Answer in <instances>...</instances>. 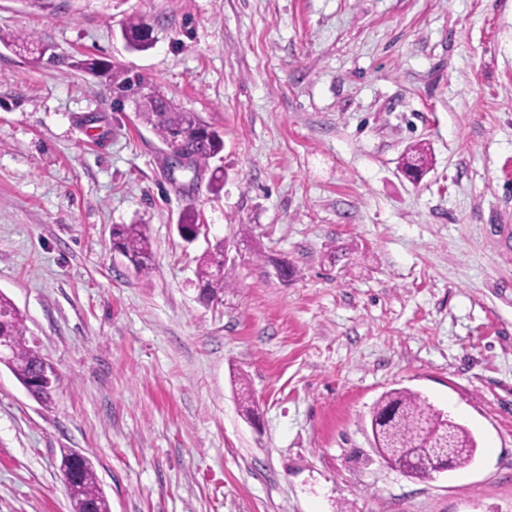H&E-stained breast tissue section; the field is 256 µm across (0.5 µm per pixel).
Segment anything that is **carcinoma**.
I'll return each instance as SVG.
<instances>
[{
  "label": "carcinoma",
  "mask_w": 512,
  "mask_h": 512,
  "mask_svg": "<svg viewBox=\"0 0 512 512\" xmlns=\"http://www.w3.org/2000/svg\"><path fill=\"white\" fill-rule=\"evenodd\" d=\"M149 24L140 17L130 18L122 34L130 49L145 51L153 46L147 34ZM144 118L152 125L161 141H181L189 151L194 165L206 168L224 148L220 134L203 123L193 112L182 111L164 98L149 101V111ZM426 150L414 147L402 164L405 171L416 177L421 173L419 164L426 160ZM114 246L127 259L135 273L145 276L151 270V243L143 224H118L112 226ZM224 269V254L207 253L200 258L197 268V286L200 298L210 301L224 295L228 287ZM23 315L9 298L0 294V336L10 344V357L3 362L24 386H31L40 365V354L29 345ZM388 407L398 410L395 419L387 425H378L374 441L381 456L392 455L396 448L411 452L427 453L446 440L457 448L455 467L468 466L476 453L477 443L463 425L431 405L421 394L401 388L384 393L376 402L373 413ZM76 468L74 479L77 495L71 500L72 512H110L108 499L103 492L92 460L83 451L66 448L61 454V468Z\"/></svg>",
  "instance_id": "obj_1"
}]
</instances>
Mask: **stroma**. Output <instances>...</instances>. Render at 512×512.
I'll return each instance as SVG.
<instances>
[{"label": "stroma", "instance_id": "1", "mask_svg": "<svg viewBox=\"0 0 512 512\" xmlns=\"http://www.w3.org/2000/svg\"><path fill=\"white\" fill-rule=\"evenodd\" d=\"M0 32L43 50L0 44V293L56 373L42 403L0 365V512H71L65 448L111 512H512V0H0ZM151 90L220 132L219 188L168 172ZM134 223L146 276L112 248ZM402 387L469 466L379 456ZM147 28H152L140 17L130 18L122 28V34L130 49L134 51H145L154 44L149 39ZM219 257L207 253L200 258L197 268V286L200 298L205 301L219 299L224 295V288L229 286L224 273V254L217 251Z\"/></svg>", "mask_w": 512, "mask_h": 512}]
</instances>
